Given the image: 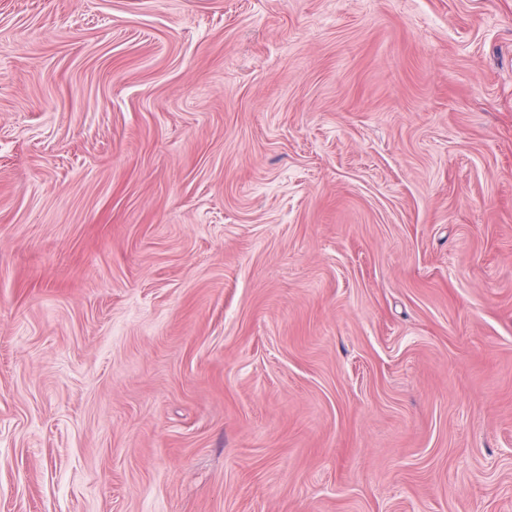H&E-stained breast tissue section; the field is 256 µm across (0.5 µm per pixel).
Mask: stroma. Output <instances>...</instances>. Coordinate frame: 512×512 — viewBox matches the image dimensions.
Returning a JSON list of instances; mask_svg holds the SVG:
<instances>
[{
	"instance_id": "obj_1",
	"label": "stroma",
	"mask_w": 512,
	"mask_h": 512,
	"mask_svg": "<svg viewBox=\"0 0 512 512\" xmlns=\"http://www.w3.org/2000/svg\"><path fill=\"white\" fill-rule=\"evenodd\" d=\"M0 512H512V0H0Z\"/></svg>"
}]
</instances>
